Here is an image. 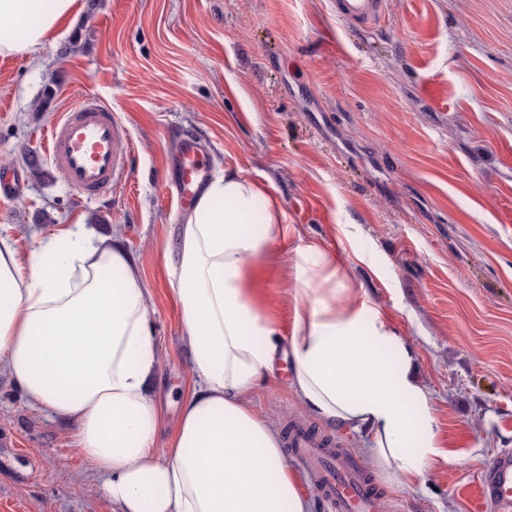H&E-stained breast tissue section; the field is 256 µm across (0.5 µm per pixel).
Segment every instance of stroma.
<instances>
[{"label": "stroma", "mask_w": 512, "mask_h": 512, "mask_svg": "<svg viewBox=\"0 0 512 512\" xmlns=\"http://www.w3.org/2000/svg\"><path fill=\"white\" fill-rule=\"evenodd\" d=\"M79 3L41 69L0 55V172L21 176L0 198V236L25 254L79 220L120 234L152 294L171 436L192 353L168 273L183 216L162 159L174 130L193 131L210 173L242 172L300 232L257 263L284 334L295 251L322 243L412 349L444 458L404 491L370 467L365 433L311 416L286 384L259 389L256 409L280 435L300 423L340 440L375 479L377 512H494L477 484L512 448V0H387L370 28L331 0ZM87 92L134 145L128 186L93 200L31 160ZM71 433L0 377V512H113Z\"/></svg>", "instance_id": "35a3bbf8"}]
</instances>
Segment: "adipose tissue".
I'll return each mask as SVG.
<instances>
[{
  "label": "adipose tissue",
  "mask_w": 512,
  "mask_h": 512,
  "mask_svg": "<svg viewBox=\"0 0 512 512\" xmlns=\"http://www.w3.org/2000/svg\"><path fill=\"white\" fill-rule=\"evenodd\" d=\"M78 0H0V55L39 62ZM277 200L239 171L210 179L180 227L169 276L193 357L173 435L158 447L153 393L165 353L152 295L117 236L70 224L28 254L0 237V372L47 418L74 426L76 451L120 512H311L255 392L289 388L324 423L365 431L371 465L400 489L441 456L433 402L410 351L346 287L338 257L311 244L295 259L297 315L283 336L251 286L255 263L285 243Z\"/></svg>",
  "instance_id": "obj_1"
}]
</instances>
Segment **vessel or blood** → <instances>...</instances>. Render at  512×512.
<instances>
[{"label":"vessel or blood","instance_id":"1","mask_svg":"<svg viewBox=\"0 0 512 512\" xmlns=\"http://www.w3.org/2000/svg\"><path fill=\"white\" fill-rule=\"evenodd\" d=\"M386 5V0H333L338 18L364 28L384 16ZM176 138L179 149L167 165L174 178L176 206L184 211L195 207L207 179V167L194 134L181 130ZM44 153L73 189L97 197L126 184V164L133 145L112 113L88 94L48 129ZM288 444L296 454L311 461L336 455L322 438L301 427L290 431ZM321 479L336 512H374L372 482L362 479L360 473L341 480L335 470L329 469L322 471ZM479 496L492 504L495 512H512V451L492 454L481 472Z\"/></svg>","mask_w":512,"mask_h":512}]
</instances>
